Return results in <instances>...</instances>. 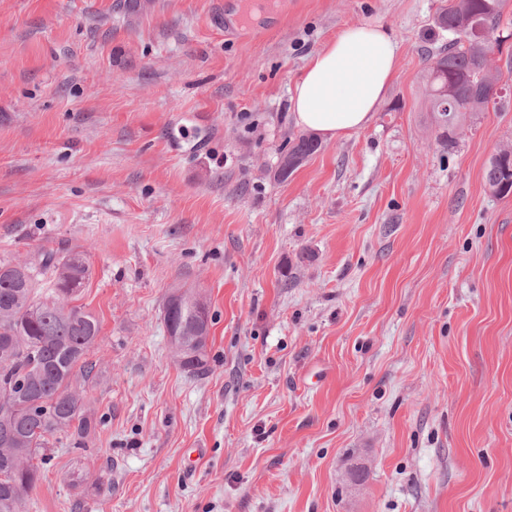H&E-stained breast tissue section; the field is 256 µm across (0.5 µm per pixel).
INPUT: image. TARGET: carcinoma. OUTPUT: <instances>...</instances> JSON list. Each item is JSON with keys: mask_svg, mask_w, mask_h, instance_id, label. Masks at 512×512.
Listing matches in <instances>:
<instances>
[{"mask_svg": "<svg viewBox=\"0 0 512 512\" xmlns=\"http://www.w3.org/2000/svg\"><path fill=\"white\" fill-rule=\"evenodd\" d=\"M503 0H448L436 19L448 33V44L428 54L422 76L430 124L446 149L457 143L458 131L467 121L486 111L497 95L500 72L491 56L501 39L492 37L502 18ZM480 26L482 42H473L468 29ZM456 88L448 106L438 91L445 84ZM320 143L307 135L296 138L283 158L278 177L288 176ZM484 184L494 197L512 193V147L498 152L485 168ZM49 274L52 296H39L42 276ZM92 276L85 256L71 251L63 256L52 250L39 255L38 264L0 261V512H26L30 492L40 479L50 439L62 434L76 444L101 424L96 412L77 386L97 363L100 322L78 295ZM182 304L165 313L171 344L180 365L203 373L208 366L209 335L180 336L198 319L197 294L181 293Z\"/></svg>", "mask_w": 512, "mask_h": 512, "instance_id": "1", "label": "carcinoma"}]
</instances>
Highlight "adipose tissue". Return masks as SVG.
Segmentation results:
<instances>
[{"mask_svg": "<svg viewBox=\"0 0 512 512\" xmlns=\"http://www.w3.org/2000/svg\"><path fill=\"white\" fill-rule=\"evenodd\" d=\"M398 43L377 22L344 28L316 51L291 95L302 129L334 140L369 125L394 77Z\"/></svg>", "mask_w": 512, "mask_h": 512, "instance_id": "obj_1", "label": "adipose tissue"}]
</instances>
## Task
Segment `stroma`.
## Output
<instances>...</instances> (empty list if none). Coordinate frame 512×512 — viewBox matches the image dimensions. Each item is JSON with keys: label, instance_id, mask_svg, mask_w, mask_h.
Returning <instances> with one entry per match:
<instances>
[{"label": "stroma", "instance_id": "1", "mask_svg": "<svg viewBox=\"0 0 512 512\" xmlns=\"http://www.w3.org/2000/svg\"><path fill=\"white\" fill-rule=\"evenodd\" d=\"M0 0V259L80 251L101 323L85 395L105 423L55 442L27 512H512L509 93L438 145L420 82L446 0ZM399 44L364 129L301 135L290 90L346 26ZM193 288L208 372L163 320ZM89 478L73 486V477ZM320 148L319 141L312 140L309 135H300L296 138L287 152L283 155V159H288V166L281 165L278 177L282 180L288 179V176L309 156L317 152ZM297 161V164L295 162ZM499 158H491L485 168L484 184L494 197H507L512 193V147L501 149Z\"/></svg>", "mask_w": 512, "mask_h": 512}]
</instances>
